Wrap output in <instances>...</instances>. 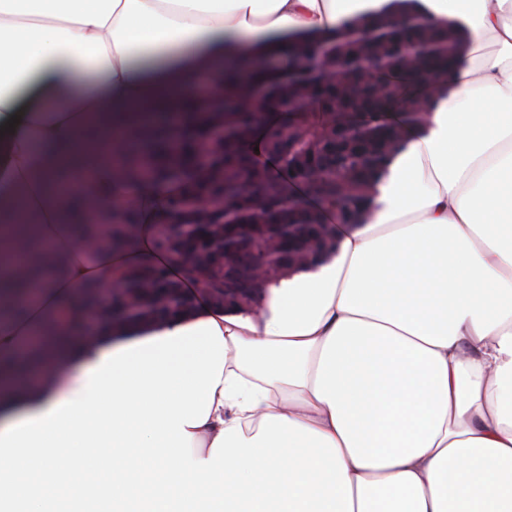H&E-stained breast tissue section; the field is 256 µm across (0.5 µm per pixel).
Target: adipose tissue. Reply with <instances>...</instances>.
<instances>
[{"label": "adipose tissue", "mask_w": 512, "mask_h": 512, "mask_svg": "<svg viewBox=\"0 0 512 512\" xmlns=\"http://www.w3.org/2000/svg\"><path fill=\"white\" fill-rule=\"evenodd\" d=\"M463 47L409 129L369 217L320 266L271 284L259 313L197 296L191 317L86 335L88 280L156 262L167 190L123 178L116 112L178 87L233 94L221 61L288 60L332 38L336 0H0V248L66 258L0 314V358L40 351L41 381L0 375V512H512V0H416ZM86 160L87 222L143 223L86 256L53 186ZM102 471L97 490L77 479Z\"/></svg>", "instance_id": "1"}]
</instances>
